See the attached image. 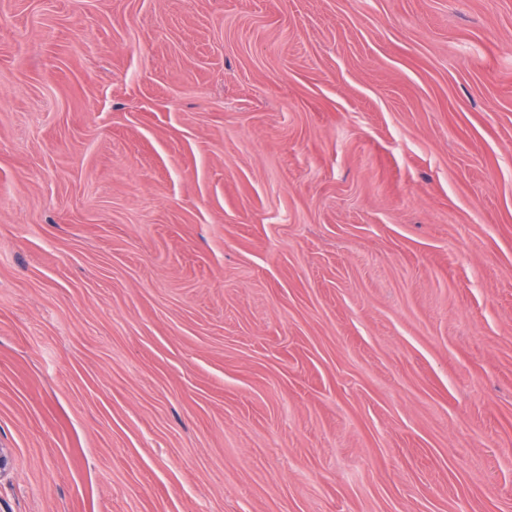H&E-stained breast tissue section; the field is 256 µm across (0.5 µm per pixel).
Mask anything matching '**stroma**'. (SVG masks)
Returning <instances> with one entry per match:
<instances>
[{
    "instance_id": "35a3bbf8",
    "label": "stroma",
    "mask_w": 512,
    "mask_h": 512,
    "mask_svg": "<svg viewBox=\"0 0 512 512\" xmlns=\"http://www.w3.org/2000/svg\"><path fill=\"white\" fill-rule=\"evenodd\" d=\"M0 512H512V0H0Z\"/></svg>"
}]
</instances>
